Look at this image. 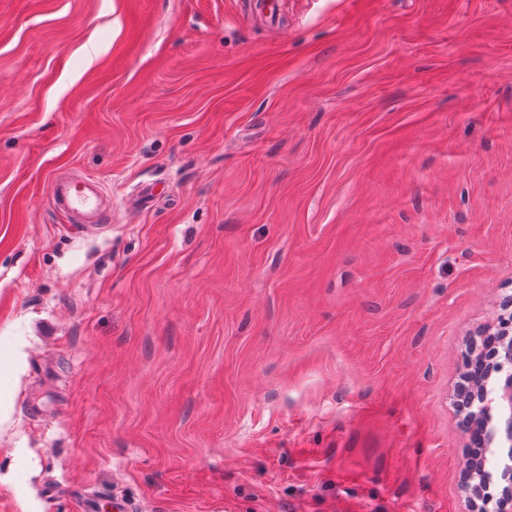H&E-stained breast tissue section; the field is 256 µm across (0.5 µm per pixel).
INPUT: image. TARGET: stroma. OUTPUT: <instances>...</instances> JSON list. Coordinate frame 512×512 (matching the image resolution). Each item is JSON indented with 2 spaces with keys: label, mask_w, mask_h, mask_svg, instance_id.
Masks as SVG:
<instances>
[{
  "label": "stroma",
  "mask_w": 512,
  "mask_h": 512,
  "mask_svg": "<svg viewBox=\"0 0 512 512\" xmlns=\"http://www.w3.org/2000/svg\"><path fill=\"white\" fill-rule=\"evenodd\" d=\"M280 3L0 0V512H463L512 0ZM51 194L58 211L79 215L84 224H108L112 221L111 209L103 204V188L93 178H85L79 182L54 180Z\"/></svg>",
  "instance_id": "stroma-1"
}]
</instances>
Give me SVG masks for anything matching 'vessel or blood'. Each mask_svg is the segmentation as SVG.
Segmentation results:
<instances>
[{"label": "vessel or blood", "mask_w": 512, "mask_h": 512, "mask_svg": "<svg viewBox=\"0 0 512 512\" xmlns=\"http://www.w3.org/2000/svg\"><path fill=\"white\" fill-rule=\"evenodd\" d=\"M55 208L61 213L81 216L86 224H108L112 211L104 204V191L99 181L85 178L78 182L55 180L51 185Z\"/></svg>", "instance_id": "obj_1"}]
</instances>
